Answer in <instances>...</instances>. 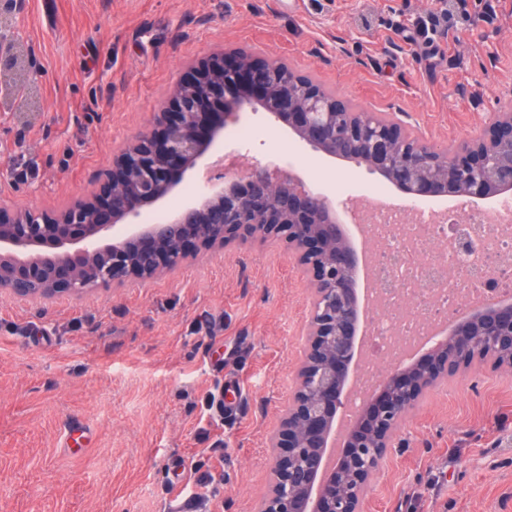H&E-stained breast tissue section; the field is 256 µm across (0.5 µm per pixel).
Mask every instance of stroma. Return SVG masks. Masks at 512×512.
<instances>
[{
	"label": "stroma",
	"mask_w": 512,
	"mask_h": 512,
	"mask_svg": "<svg viewBox=\"0 0 512 512\" xmlns=\"http://www.w3.org/2000/svg\"><path fill=\"white\" fill-rule=\"evenodd\" d=\"M36 70L0 103V207L54 211L99 191L171 87L211 55L279 59L358 112L453 150L512 110V0H21L9 30ZM224 142L243 169L395 186L322 157L262 112ZM310 294L281 242L204 250L83 297L0 291V512H257ZM366 512H512V370L437 384Z\"/></svg>",
	"instance_id": "35a3bbf8"
}]
</instances>
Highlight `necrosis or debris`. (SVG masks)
<instances>
[{"label":"necrosis or debris","instance_id":"necrosis-or-debris-1","mask_svg":"<svg viewBox=\"0 0 512 512\" xmlns=\"http://www.w3.org/2000/svg\"><path fill=\"white\" fill-rule=\"evenodd\" d=\"M458 223L415 221L384 210L367 214L363 234L373 244L381 307L369 311L371 356L350 397L361 407L383 374L382 362L421 341L428 327L457 316L475 292H512V223L470 218L471 250L453 247Z\"/></svg>","mask_w":512,"mask_h":512}]
</instances>
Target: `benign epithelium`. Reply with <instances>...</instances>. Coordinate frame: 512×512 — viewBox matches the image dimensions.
<instances>
[{"label":"benign epithelium","instance_id":"7a95c632","mask_svg":"<svg viewBox=\"0 0 512 512\" xmlns=\"http://www.w3.org/2000/svg\"><path fill=\"white\" fill-rule=\"evenodd\" d=\"M346 108L281 60L216 53L172 89L153 130L113 156L99 192L53 212L0 208V291L21 298L79 296L151 278L202 249L258 235L298 256L311 311L294 389L270 433L272 481L258 512H363L370 483L387 453L402 445V423L420 398L487 357L512 367V302L474 308L434 351L386 376L331 468L326 448L364 340L353 288L361 255L349 245L335 204L278 168L257 164L141 223L143 211L168 201L187 174L224 166V128L247 109L265 112L325 157L380 174L411 199L486 198L512 189L511 112L497 113L481 137L448 151L399 122Z\"/></svg>","mask_w":512,"mask_h":512}]
</instances>
